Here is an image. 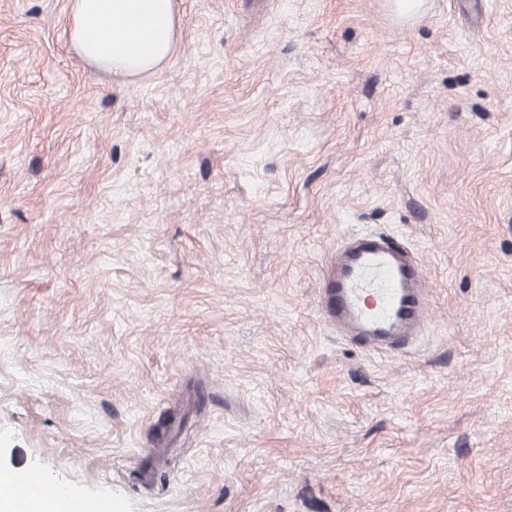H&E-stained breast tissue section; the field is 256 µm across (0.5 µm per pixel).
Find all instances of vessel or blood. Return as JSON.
Here are the masks:
<instances>
[{
	"label": "vessel or blood",
	"mask_w": 512,
	"mask_h": 512,
	"mask_svg": "<svg viewBox=\"0 0 512 512\" xmlns=\"http://www.w3.org/2000/svg\"><path fill=\"white\" fill-rule=\"evenodd\" d=\"M322 281L327 318L374 350L413 343L430 318L421 265L385 237L364 235L342 246L323 267ZM0 497L15 500L24 512H84L35 476L21 484L0 476Z\"/></svg>",
	"instance_id": "b4317fda"
}]
</instances>
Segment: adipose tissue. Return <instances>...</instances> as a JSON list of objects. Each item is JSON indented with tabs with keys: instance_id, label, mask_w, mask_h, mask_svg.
<instances>
[{
	"instance_id": "obj_1",
	"label": "adipose tissue",
	"mask_w": 512,
	"mask_h": 512,
	"mask_svg": "<svg viewBox=\"0 0 512 512\" xmlns=\"http://www.w3.org/2000/svg\"><path fill=\"white\" fill-rule=\"evenodd\" d=\"M177 0H70L69 39L89 62L121 75L157 68L177 41Z\"/></svg>"
}]
</instances>
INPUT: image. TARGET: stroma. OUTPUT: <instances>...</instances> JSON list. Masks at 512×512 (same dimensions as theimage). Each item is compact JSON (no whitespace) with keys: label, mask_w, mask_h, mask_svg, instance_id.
<instances>
[{"label":"stroma","mask_w":512,"mask_h":512,"mask_svg":"<svg viewBox=\"0 0 512 512\" xmlns=\"http://www.w3.org/2000/svg\"><path fill=\"white\" fill-rule=\"evenodd\" d=\"M0 0V470L98 512H512V0H180L119 77ZM411 246L431 317L320 268ZM322 281L326 317L376 351L413 343L430 318L421 265L385 237L343 245L323 267Z\"/></svg>","instance_id":"obj_1"}]
</instances>
